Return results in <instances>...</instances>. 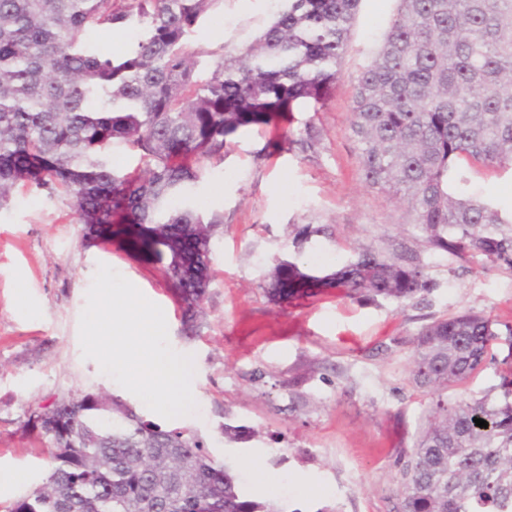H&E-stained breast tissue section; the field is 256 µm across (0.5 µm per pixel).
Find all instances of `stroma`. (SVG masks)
<instances>
[{"label":"stroma","instance_id":"35a3bbf8","mask_svg":"<svg viewBox=\"0 0 512 512\" xmlns=\"http://www.w3.org/2000/svg\"><path fill=\"white\" fill-rule=\"evenodd\" d=\"M397 7L361 0L319 111L239 130L223 160L204 161L194 199L224 222L212 237L196 329L185 324L163 261L122 233L84 241L70 197L25 188L0 210V475L11 479L0 483V512L49 474L47 445L24 411L57 394L112 395L164 428L196 433L248 498L279 512H398L402 464L431 409L411 382V339L434 319L473 310L491 321L492 359L448 399L500 397L512 369V270L424 250L407 205L362 177L352 100ZM275 12L274 0H215L188 40L197 74L254 43ZM308 125L319 135L311 151L288 141ZM466 189L512 209V172L475 167ZM307 224L314 234L298 239ZM364 248L420 254L434 291L404 305L333 288L275 295L272 257L325 277ZM102 263L163 309L171 347L194 360L197 413L159 419L83 357L80 316ZM228 424L243 435L226 439Z\"/></svg>","mask_w":512,"mask_h":512}]
</instances>
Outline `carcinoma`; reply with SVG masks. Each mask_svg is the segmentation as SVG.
<instances>
[{
	"label": "carcinoma",
	"mask_w": 512,
	"mask_h": 512,
	"mask_svg": "<svg viewBox=\"0 0 512 512\" xmlns=\"http://www.w3.org/2000/svg\"><path fill=\"white\" fill-rule=\"evenodd\" d=\"M215 0H0V209L28 184L74 199L89 233L112 225L167 246L182 224L209 280L214 227L192 202L203 159L226 137L317 106L336 83L361 0H277L259 39L200 81L186 37ZM132 31L126 49L90 41ZM351 131L363 178L408 204L425 248L512 270V211L464 189L461 164L512 170V0H399L358 77ZM122 143L146 169L120 173L105 151ZM274 260L286 299L304 285ZM315 287L403 304L435 282L415 254L372 249ZM189 321L205 289H180ZM495 333L474 311L437 319L412 339L414 383L431 415L402 469L399 512H512V378L502 399L450 404L448 386L485 363ZM51 448L46 480L10 512H275L242 496L229 468L196 434L163 429L117 397L62 396L26 411ZM488 422L480 428L474 419Z\"/></svg>",
	"instance_id": "obj_1"
}]
</instances>
